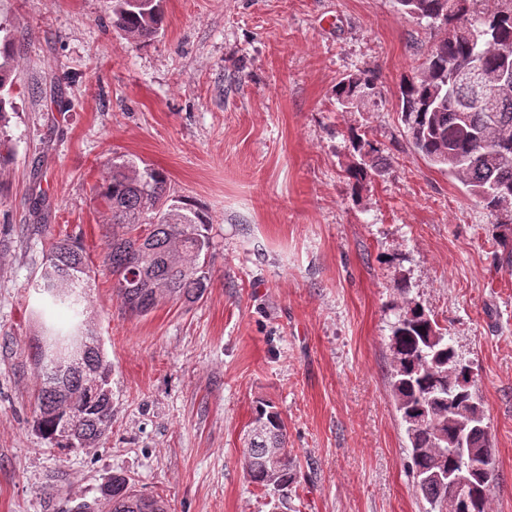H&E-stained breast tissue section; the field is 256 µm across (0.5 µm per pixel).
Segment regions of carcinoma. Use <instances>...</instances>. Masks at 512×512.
Listing matches in <instances>:
<instances>
[{
    "instance_id": "1",
    "label": "carcinoma",
    "mask_w": 512,
    "mask_h": 512,
    "mask_svg": "<svg viewBox=\"0 0 512 512\" xmlns=\"http://www.w3.org/2000/svg\"><path fill=\"white\" fill-rule=\"evenodd\" d=\"M112 23L140 43L156 36L164 21L163 0H111ZM402 14L436 27L441 37L425 54L419 72L401 86L400 120L415 152L460 181L500 223L512 211V95L477 100L470 85L455 73L476 50L467 33L474 18L483 21L481 50L490 69L500 66L502 51L512 52V0H397ZM13 41L0 37V122L14 110ZM377 82L352 73L336 84L338 108L377 105ZM356 159L348 175L361 183L378 172L379 149L368 138L352 135ZM111 215L102 263L129 311L146 315L165 302L193 303L209 287L202 257L210 248L209 221L200 211L174 199L166 174L142 168L121 156L112 158L99 187ZM504 211H499V206ZM95 270L83 246L69 237L51 242L32 288L43 305L70 311L75 319L66 332L44 329L45 346L31 353L39 376L35 425L57 448H80L103 435L112 419L109 378L112 363L100 338L82 320L83 294ZM141 284L126 288L128 278ZM391 343L405 364H394L390 390L405 425L416 487L431 512H488V487L493 471L479 472L473 492L455 497L448 478L463 456L455 448L465 438L472 451L493 457L483 405L472 392L473 374L459 358L448 332L419 306L405 301L390 325ZM286 424L272 406L255 407L245 470L251 483L284 492L294 482L293 462L271 466L272 449L287 450ZM109 512H166L163 501L135 491L129 478L112 475V487L101 491Z\"/></svg>"
}]
</instances>
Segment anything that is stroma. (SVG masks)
Returning <instances> with one entry per match:
<instances>
[{
    "label": "stroma",
    "mask_w": 512,
    "mask_h": 512,
    "mask_svg": "<svg viewBox=\"0 0 512 512\" xmlns=\"http://www.w3.org/2000/svg\"><path fill=\"white\" fill-rule=\"evenodd\" d=\"M136 43L108 0H0L16 38L0 124V512H74L113 473L169 512H426L390 396L389 327L404 299L448 330L475 374L494 448L489 512H512V272L476 198L413 151L396 114L437 29L396 0H165ZM350 73L375 112L338 110ZM380 149L353 188L350 136ZM163 170L210 227L193 304L125 310L99 271L85 319L112 363V427L51 447L33 426L30 283L53 238L99 261L107 159ZM288 428L286 503L250 483L258 403ZM379 97L381 90L377 82L361 73L349 74L336 84V104L343 112H350L348 107H355L357 101L370 112V106H376Z\"/></svg>",
    "instance_id": "stroma-1"
}]
</instances>
